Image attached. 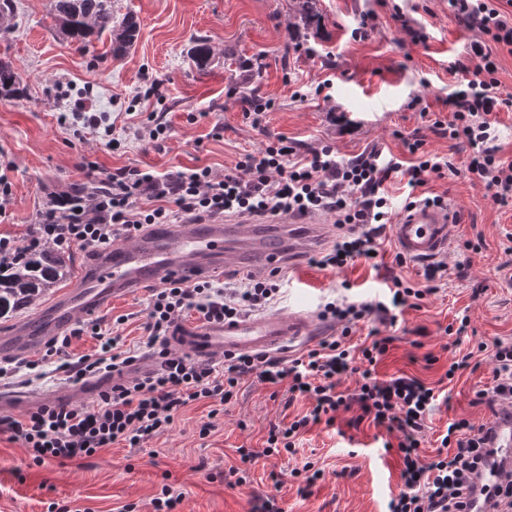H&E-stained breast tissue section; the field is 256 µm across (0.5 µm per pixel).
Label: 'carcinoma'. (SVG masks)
Segmentation results:
<instances>
[{"label": "carcinoma", "instance_id": "obj_1", "mask_svg": "<svg viewBox=\"0 0 512 512\" xmlns=\"http://www.w3.org/2000/svg\"><path fill=\"white\" fill-rule=\"evenodd\" d=\"M291 2L292 17L304 29L318 22V0ZM52 11L58 33L79 48L107 35L112 53H125L135 46L139 36V25L133 15L115 19L112 0H53ZM13 17V0H0V37L10 34ZM191 54L198 70L207 71L213 57L210 42L205 38L196 40ZM20 84L17 69L0 60V97L21 95ZM71 275L69 253L49 244L26 253L19 262H0V318L33 305Z\"/></svg>", "mask_w": 512, "mask_h": 512}]
</instances>
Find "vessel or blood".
Wrapping results in <instances>:
<instances>
[{"label":"vessel or blood","instance_id":"vessel-or-blood-1","mask_svg":"<svg viewBox=\"0 0 512 512\" xmlns=\"http://www.w3.org/2000/svg\"><path fill=\"white\" fill-rule=\"evenodd\" d=\"M455 207L416 204L395 218L391 230L397 249L416 261L447 253L449 229L458 223ZM329 224L320 216L290 218L285 225L259 226L244 217L207 224H156L131 241L100 252L79 278L11 335L0 336V357H22L75 322L97 314L118 295L144 283L191 280L226 268L268 271L287 267L304 281L300 265L308 252L328 240ZM308 312L244 316L224 323L181 328L169 338L174 349L199 362L213 363L238 354H259L290 347L321 335ZM488 454L466 492L467 512H491L492 489L512 474V406L497 408L484 424Z\"/></svg>","mask_w":512,"mask_h":512}]
</instances>
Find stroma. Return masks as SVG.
I'll return each instance as SVG.
<instances>
[{"label":"stroma","mask_w":512,"mask_h":512,"mask_svg":"<svg viewBox=\"0 0 512 512\" xmlns=\"http://www.w3.org/2000/svg\"><path fill=\"white\" fill-rule=\"evenodd\" d=\"M14 5L15 27L0 38V59L13 63L26 93L0 99V174L11 184L0 236L21 245L53 199L80 185L99 186L119 169L150 168L162 175L207 166L220 175L242 154L282 136L306 149L331 145L341 159L377 148L405 161L406 143L416 138L447 155L448 141L433 132L431 119H450L446 101L457 77L449 64L465 58L474 37L449 11L448 0H319L320 23L308 36L295 27L289 0H112L113 14H133L140 30L135 47L115 55L99 41L83 49L64 42L49 15L51 0ZM397 11L423 40L412 41L402 30L393 17ZM366 15L372 29L355 36ZM201 36L214 49L204 74L191 57ZM155 79L164 102L145 100L128 113L132 96ZM325 81L328 93H318ZM64 94L87 99L91 112L111 125L116 147L65 120ZM251 98L275 103L261 123L247 115ZM153 112L167 127L156 140L140 135ZM90 161L95 169H87ZM425 190L446 194L460 210L445 257L449 277L390 328L396 342L378 373L383 379L404 373L431 386L443 383L447 400L434 411L422 447L431 457L448 422L465 418L478 425L491 415L474 401L491 377L485 354L475 346L512 336V278L500 269L502 244L512 233V205H493L484 188L464 176L431 182ZM476 240L479 250L468 249ZM306 270L305 285L283 274L270 314L303 308L320 313L325 302L340 296L345 281L353 285L348 294L354 301L383 289L376 271L361 261L342 269L310 264ZM147 306L148 290L140 287L114 299L98 317L116 324L125 347L136 348L147 340ZM462 314L469 315L475 337L461 349L473 352L477 366L447 382L443 375L452 354L444 329ZM15 390L31 406L91 402L50 364ZM308 407L307 400H289L285 387L249 381L224 412L212 413L207 400L190 403L169 431L144 447L118 445L41 466L33 464L22 441L1 434L0 512H47L54 501L69 503L72 512H122L128 504L135 512H154L153 500L166 485L180 496L173 512H253L269 495L283 512H387L403 487L400 460L396 450L384 449L390 438L384 428L367 421L349 427L357 415L353 409L339 411L334 426H309L296 454L259 457L249 465L245 484H227L224 474L239 466V448L261 449L271 426L288 424ZM205 425L210 431L204 436ZM308 461L324 471L311 484L291 474Z\"/></svg>","instance_id":"stroma-1"}]
</instances>
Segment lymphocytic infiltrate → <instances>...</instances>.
I'll list each match as a JSON object with an SVG mask.
<instances>
[{
    "mask_svg": "<svg viewBox=\"0 0 512 512\" xmlns=\"http://www.w3.org/2000/svg\"><path fill=\"white\" fill-rule=\"evenodd\" d=\"M500 2L448 0L449 10L467 20L479 36L471 41L466 59L452 64L459 79L448 96L451 120H434L432 127L454 146L468 148L464 165L427 151L419 138L408 143L410 159L401 162L386 158L378 149L340 161L331 146L305 150L282 137L243 154L221 176L207 167L163 176L138 168L117 170L90 201L72 202L63 215L48 212L29 244L45 239L65 250L76 245L99 250L132 238L144 225L176 224L184 217L274 219L320 214L332 218L338 235L330 252L318 259V266L340 269L362 259L377 270L381 264L375 254L394 218L385 190L393 177H406L408 186L415 189L465 174L480 182L493 204H512V158L501 156L491 144L498 113L512 108V96L500 91L494 54L498 47L512 51V14L505 13ZM393 263L396 270L385 276L382 297L357 304H325L323 317L343 325L340 338L286 359L267 354L231 356L219 368L172 351L168 336L191 312L201 322L211 323L269 307L280 290V270L262 278L246 273L222 286L203 279L165 282L150 295L145 323L148 344L161 361L158 370L123 379L136 357L121 350L120 334L98 320L78 322L69 333L48 343L46 358H59L60 370L69 381L108 373L114 377L112 385L86 407L44 403L19 420L1 417L0 433L22 439L37 465L87 458L122 442L139 448L169 430L178 412L190 403L208 399L224 407L236 397L241 383L253 378L272 386L286 385L289 399L311 402L309 410L288 426L270 428L264 455L294 453L302 430L321 422L334 425L339 410L355 405L361 419L397 435L405 488L391 498L389 512H465L464 492L485 454L481 427L464 418L450 422L435 456L422 459L419 448L436 407L435 388L405 374L386 380L377 374L378 364L394 342L393 337L382 335V328L395 325L405 309L435 293L448 274V265L442 261L426 265L424 284L415 285L397 273L406 265V257L395 254ZM365 320L372 323L371 343L352 352L345 339L353 326ZM84 335L97 340V351L69 358L72 340ZM477 349L488 352L492 365L491 381L478 391V403L491 409L511 406L512 339L498 337L489 344L478 343ZM349 373L358 379L354 391L347 394L338 386Z\"/></svg>",
    "mask_w": 512,
    "mask_h": 512,
    "instance_id": "f902f5d3",
    "label": "lymphocytic infiltrate"
}]
</instances>
